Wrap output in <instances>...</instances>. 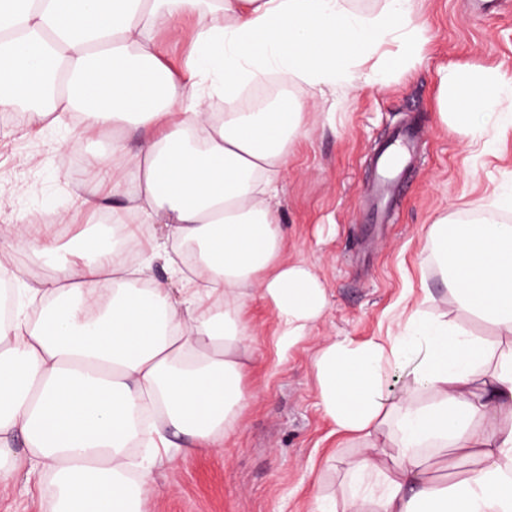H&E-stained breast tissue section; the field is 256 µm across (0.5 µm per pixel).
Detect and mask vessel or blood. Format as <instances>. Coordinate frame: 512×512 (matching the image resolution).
Here are the masks:
<instances>
[{"mask_svg": "<svg viewBox=\"0 0 512 512\" xmlns=\"http://www.w3.org/2000/svg\"><path fill=\"white\" fill-rule=\"evenodd\" d=\"M418 137L419 133L415 128H398L391 138L374 152L373 161L379 174L367 192L373 197L376 210L388 208L399 197L403 186L395 161L399 158H408L411 147Z\"/></svg>", "mask_w": 512, "mask_h": 512, "instance_id": "1", "label": "vessel or blood"}]
</instances>
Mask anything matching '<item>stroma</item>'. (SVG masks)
I'll list each match as a JSON object with an SVG mask.
<instances>
[{"instance_id":"stroma-1","label":"stroma","mask_w":512,"mask_h":512,"mask_svg":"<svg viewBox=\"0 0 512 512\" xmlns=\"http://www.w3.org/2000/svg\"><path fill=\"white\" fill-rule=\"evenodd\" d=\"M475 0H413L412 18L422 29V59L404 72H384L380 82L330 91L310 106L307 132L289 157L279 209L286 226L282 257L300 261L325 284L328 306L308 336L279 351L273 314L248 300L244 318L255 334L257 361L244 382L247 402L223 448L181 454L155 469L160 495L147 512H311L316 496L335 498L350 512L348 469L360 443L336 432L317 396L312 360L331 340L361 341L386 335L406 321L416 302L432 317L483 338L492 348L512 341L450 298L433 259L423 253L430 224L439 216L466 223L468 216L498 217L512 224V210L496 194H512V128L500 132L492 152L472 158L461 130L440 115L444 68L496 69L512 77V0L481 15ZM196 19L178 36L158 31V53L180 73ZM419 126L422 138L404 189L388 221L373 222L361 196L372 181L371 155L395 128ZM68 141L58 150L59 141ZM99 143L70 119L47 125L36 113L0 119V225L16 216L33 220L47 205L67 211L68 224L39 226L74 245L94 223L77 199L98 195L84 169ZM49 485L0 490V512H45Z\"/></svg>"}]
</instances>
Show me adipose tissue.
<instances>
[{"mask_svg":"<svg viewBox=\"0 0 512 512\" xmlns=\"http://www.w3.org/2000/svg\"><path fill=\"white\" fill-rule=\"evenodd\" d=\"M203 14L180 76L156 52L158 29ZM411 0L376 14L346 0H0V111L26 107L83 116L85 134L111 137L86 177L125 202L108 224H89L70 253L27 225L0 237L55 262L27 283L0 257V284L20 289L0 315V487L51 479L48 512H146L160 488L158 461L223 447L246 404L253 359L246 298L274 314L281 348L307 335L327 308L308 266L281 256L274 204L307 105L215 111L241 88L281 73L314 91L356 85L412 67L419 34ZM400 42L398 52L383 47ZM441 91L472 152L512 127V79L451 68ZM143 130L136 150L118 133ZM427 250L462 310L512 335V224H432ZM169 274L158 279L154 259ZM179 291H172L169 279ZM38 307L29 316V307ZM410 367L412 383L388 401L384 383ZM319 403L338 432L363 440L349 479L353 512H512V345L493 352L444 323L408 318L395 333L330 341L312 364ZM433 399L421 403L420 391ZM388 436L400 459L377 471ZM147 444L143 458L134 443ZM477 458L448 486L428 474L426 449Z\"/></svg>","mask_w":512,"mask_h":512,"instance_id":"ef3b65f1","label":"adipose tissue"}]
</instances>
